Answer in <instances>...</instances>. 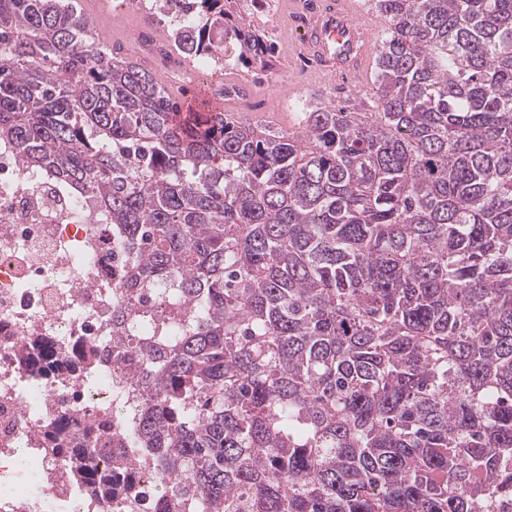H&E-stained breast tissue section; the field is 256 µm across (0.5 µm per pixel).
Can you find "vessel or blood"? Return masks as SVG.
<instances>
[{
	"instance_id": "b4317fda",
	"label": "vessel or blood",
	"mask_w": 512,
	"mask_h": 512,
	"mask_svg": "<svg viewBox=\"0 0 512 512\" xmlns=\"http://www.w3.org/2000/svg\"><path fill=\"white\" fill-rule=\"evenodd\" d=\"M290 21L294 34L301 37V50L323 57L321 74L368 77L374 36L384 21L365 0H299Z\"/></svg>"
}]
</instances>
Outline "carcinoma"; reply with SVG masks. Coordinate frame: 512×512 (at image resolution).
I'll list each match as a JSON object with an SVG mask.
<instances>
[{
  "mask_svg": "<svg viewBox=\"0 0 512 512\" xmlns=\"http://www.w3.org/2000/svg\"><path fill=\"white\" fill-rule=\"evenodd\" d=\"M244 0H155L171 52L265 70ZM375 112L282 134L180 103L69 0H0V138L125 231L129 438L178 512H494L512 499V0H373ZM182 272L197 318L135 313ZM78 477L112 496L94 458Z\"/></svg>",
  "mask_w": 512,
  "mask_h": 512,
  "instance_id": "carcinoma-1",
  "label": "carcinoma"
}]
</instances>
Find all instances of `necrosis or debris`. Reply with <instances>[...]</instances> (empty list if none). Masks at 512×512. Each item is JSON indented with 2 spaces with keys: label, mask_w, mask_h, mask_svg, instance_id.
<instances>
[{
  "label": "necrosis or debris",
  "mask_w": 512,
  "mask_h": 512,
  "mask_svg": "<svg viewBox=\"0 0 512 512\" xmlns=\"http://www.w3.org/2000/svg\"><path fill=\"white\" fill-rule=\"evenodd\" d=\"M127 255L92 200L33 176L0 144V481L25 450L33 480L0 512H155L157 479L124 470L111 497L54 451L82 457L104 421L122 429L143 396L127 330H113Z\"/></svg>",
  "instance_id": "1"
}]
</instances>
